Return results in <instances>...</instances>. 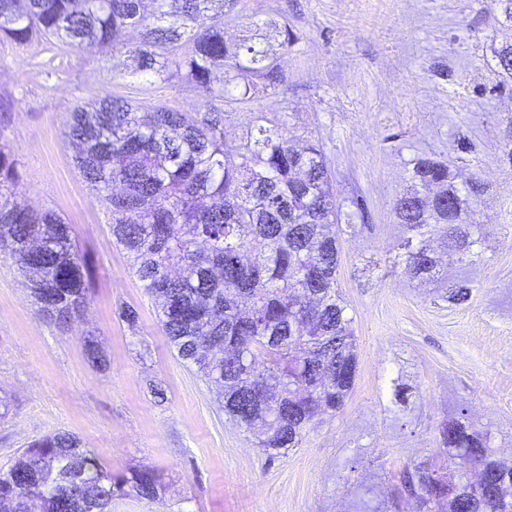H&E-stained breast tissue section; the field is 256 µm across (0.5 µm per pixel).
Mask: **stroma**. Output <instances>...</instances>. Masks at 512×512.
I'll list each match as a JSON object with an SVG mask.
<instances>
[{
  "mask_svg": "<svg viewBox=\"0 0 512 512\" xmlns=\"http://www.w3.org/2000/svg\"><path fill=\"white\" fill-rule=\"evenodd\" d=\"M268 20L297 37L278 53L285 80L225 102L224 145L236 150L257 113L280 117L290 135L319 140L337 200L355 215L338 271L358 358L344 408L272 458L219 413L215 387L171 347L64 136L75 106L107 95L190 113L207 111L210 95L145 77L122 49L58 43L50 72L36 46L5 41L0 141L21 162L13 199L72 225L88 281L82 317L61 328L0 260V468L63 431L114 475L160 476L155 500L128 493L110 512H416L405 475L422 463L447 471L439 430L448 420L464 417L512 460V166L501 152L512 137V79L498 59L512 21L498 0H236L224 39ZM421 157L446 162L456 184L477 171L488 185L470 212L485 232L477 256L444 258L437 282L406 274L407 232L394 211ZM460 279L471 294L455 306L446 292ZM123 307L137 311L136 327ZM90 336L107 370L89 361Z\"/></svg>",
  "mask_w": 512,
  "mask_h": 512,
  "instance_id": "stroma-1",
  "label": "stroma"
}]
</instances>
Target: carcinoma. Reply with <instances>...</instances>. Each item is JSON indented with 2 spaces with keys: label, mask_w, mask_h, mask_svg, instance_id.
Returning a JSON list of instances; mask_svg holds the SVG:
<instances>
[{
  "label": "carcinoma",
  "mask_w": 512,
  "mask_h": 512,
  "mask_svg": "<svg viewBox=\"0 0 512 512\" xmlns=\"http://www.w3.org/2000/svg\"><path fill=\"white\" fill-rule=\"evenodd\" d=\"M235 0H0V41L19 46L58 40L82 50L128 48L138 71L164 82L181 76L211 96L208 112H178L162 103L141 108L107 95L71 113L64 135L76 164L111 216L112 236L130 255L172 348L218 387L219 408L251 433L268 456L297 448L321 414L345 405L358 372L353 319L337 288L342 212L322 147L296 142L286 124L264 114L234 152L224 150L228 98L249 101L257 82L283 81L266 47V31L288 49V26L270 20L230 46L224 8ZM140 32L137 43L126 32ZM21 177L0 144V254L27 281L42 315L67 325L82 312L87 269L71 226L51 209L5 200ZM416 188L395 201L408 276L433 278L443 253L463 257L484 236L468 222L486 185L478 173L460 189L448 166L418 159ZM279 398L281 414L268 404ZM448 463L479 467V489L448 482L429 467L406 475L418 512H512L497 489L512 463L495 457L488 434L460 420L440 430ZM145 500L160 490L147 469L114 477L67 432L32 441L0 469L7 512H107L125 491Z\"/></svg>",
  "instance_id": "carcinoma-1"
}]
</instances>
